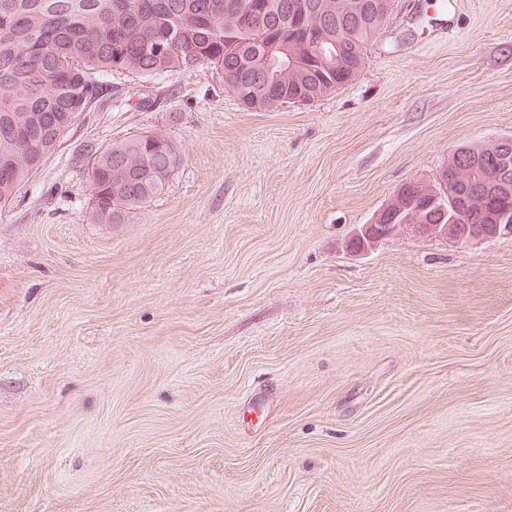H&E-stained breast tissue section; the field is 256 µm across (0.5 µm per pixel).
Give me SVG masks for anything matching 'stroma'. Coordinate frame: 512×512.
Masks as SVG:
<instances>
[{
	"label": "stroma",
	"instance_id": "stroma-1",
	"mask_svg": "<svg viewBox=\"0 0 512 512\" xmlns=\"http://www.w3.org/2000/svg\"><path fill=\"white\" fill-rule=\"evenodd\" d=\"M365 69L244 107L114 75L0 206V512H512V237L348 238L512 136V0H400ZM183 161L124 224L86 149Z\"/></svg>",
	"mask_w": 512,
	"mask_h": 512
}]
</instances>
